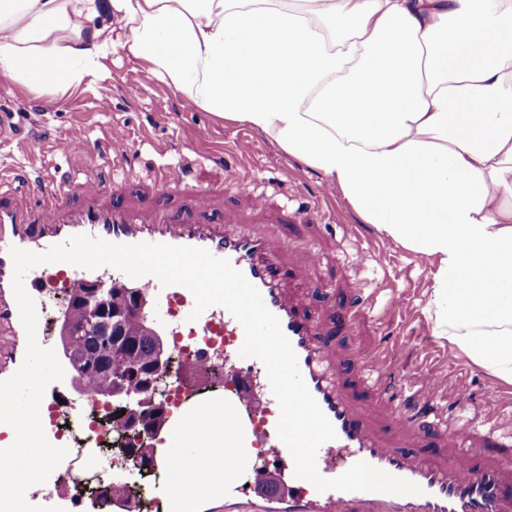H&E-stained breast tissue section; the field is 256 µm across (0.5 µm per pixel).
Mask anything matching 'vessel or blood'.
Returning a JSON list of instances; mask_svg holds the SVG:
<instances>
[{
	"mask_svg": "<svg viewBox=\"0 0 512 512\" xmlns=\"http://www.w3.org/2000/svg\"><path fill=\"white\" fill-rule=\"evenodd\" d=\"M91 148L90 139L79 131L57 146L66 156L85 154ZM67 186L64 179L50 188L38 180L24 182L25 192L36 198L32 209L19 206L0 192V380L20 368L27 347L12 289L10 248L42 253L80 234L117 244L146 242L204 248L228 259L260 292L297 356L310 393L333 425L335 439L317 452L319 474L332 479L363 461L417 484L422 492H321L309 481L296 477L292 454L278 435L280 407L267 368L258 358L240 356L244 330L224 306H210L194 320L190 317L195 306L192 292L181 285H163L151 275L134 279L111 266L90 270L65 262L32 268L24 286L36 302L39 319H46L52 308L60 316L75 318L70 300L80 289L131 288L140 296L155 331L172 337L175 347L184 348L182 364L176 371L179 380L199 383L209 380L213 371L223 372L228 394H193L167 412L154 438L162 466L179 474L207 469L205 451L213 439L212 427L217 424L225 436L224 483L219 486L208 482L204 489L222 512H501L505 491L499 468L470 471L473 451L469 448L446 463L434 465L411 450L386 447L345 402L312 323L296 312L268 268L267 256L278 250L269 238L236 230L229 218L221 224H189L162 212L154 223L140 224L123 211L104 210L92 202L65 220L61 211ZM64 370L63 380L48 386L40 417L48 440L68 447L69 454L45 484L27 491L26 499L36 506H59L65 512H75L66 479L70 471L88 462V450L72 445L59 431L57 421L63 417L75 420L85 436H93L96 427L86 422L81 410L98 404L99 396L89 382L84 383L81 392L70 394L78 372L69 364ZM450 388L465 393L464 378L435 371L421 385L422 393L429 398Z\"/></svg>",
	"mask_w": 512,
	"mask_h": 512,
	"instance_id": "obj_1",
	"label": "vessel or blood"
}]
</instances>
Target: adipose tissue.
<instances>
[{"label": "adipose tissue", "mask_w": 512, "mask_h": 512, "mask_svg": "<svg viewBox=\"0 0 512 512\" xmlns=\"http://www.w3.org/2000/svg\"><path fill=\"white\" fill-rule=\"evenodd\" d=\"M116 51L427 258L435 336L512 384V0H0V77Z\"/></svg>", "instance_id": "ef3b65f1"}]
</instances>
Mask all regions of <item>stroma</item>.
<instances>
[{"label": "stroma", "mask_w": 512, "mask_h": 512, "mask_svg": "<svg viewBox=\"0 0 512 512\" xmlns=\"http://www.w3.org/2000/svg\"><path fill=\"white\" fill-rule=\"evenodd\" d=\"M105 79L85 76L67 92L36 90L0 78V113L18 129L0 143V186L13 179L70 178L68 210L87 202L123 209L136 222L152 223L167 211L189 223H236L286 241L272 258L288 299L316 323L338 372V388L369 429L382 441L409 448L424 459L447 461L455 442L477 448V464L491 465L512 455V385L502 383L466 356L449 357L433 334L426 312L432 285L428 260L366 224L342 192L322 196L323 176L288 156L267 136L199 107L184 109L183 98L166 82H141L142 61L118 52L104 61ZM124 128L134 142L124 156L96 153L65 158L55 142L75 128L99 140L112 127ZM163 165L186 169L182 184L160 190L155 170ZM209 205L199 210L198 191ZM263 195L256 204L255 195ZM318 259H310V249ZM366 265L357 262L358 253ZM403 297L391 312V294ZM386 345L392 350L389 383L402 394L431 368L467 369L466 397L447 390L437 397L436 412L455 416L473 407L469 424L453 430L427 420L400 429L377 386L357 361L360 354ZM499 400L486 405L489 392Z\"/></svg>", "instance_id": "obj_1"}]
</instances>
